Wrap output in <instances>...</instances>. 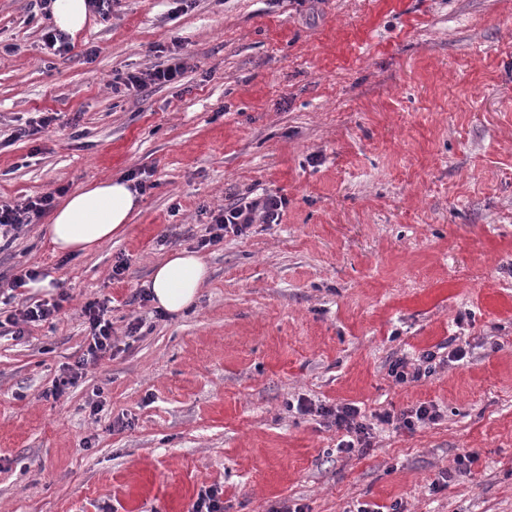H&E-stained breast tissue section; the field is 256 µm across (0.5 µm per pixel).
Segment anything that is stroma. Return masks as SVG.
<instances>
[{"label": "stroma", "mask_w": 512, "mask_h": 512, "mask_svg": "<svg viewBox=\"0 0 512 512\" xmlns=\"http://www.w3.org/2000/svg\"><path fill=\"white\" fill-rule=\"evenodd\" d=\"M52 28L0 0V205L148 187L94 252H54L44 218L0 251V292L35 265L48 285L16 304L62 302L0 334V512H190L210 486L224 512H512V0H112L55 53ZM175 60L180 86H114ZM262 193L280 223L200 247L213 210ZM182 249L210 276L162 316L135 296ZM103 297L112 358L48 397ZM451 341L464 360L390 377ZM423 403L436 423L364 453L317 412ZM438 354L439 352L434 351L424 352L419 360L421 363L413 369L408 367L403 358L397 359L390 365L389 375L401 385L418 382L434 372Z\"/></svg>", "instance_id": "35a3bbf8"}]
</instances>
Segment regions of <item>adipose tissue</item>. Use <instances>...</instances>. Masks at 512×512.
<instances>
[{"instance_id":"1","label":"adipose tissue","mask_w":512,"mask_h":512,"mask_svg":"<svg viewBox=\"0 0 512 512\" xmlns=\"http://www.w3.org/2000/svg\"><path fill=\"white\" fill-rule=\"evenodd\" d=\"M54 27L73 35L92 17L89 0H50ZM138 198L128 182L113 178L89 184L67 196L46 227L56 252L68 255L93 251L119 236L129 223ZM209 269L196 253L182 250L158 263L148 282L157 308L172 315L191 310Z\"/></svg>"}]
</instances>
